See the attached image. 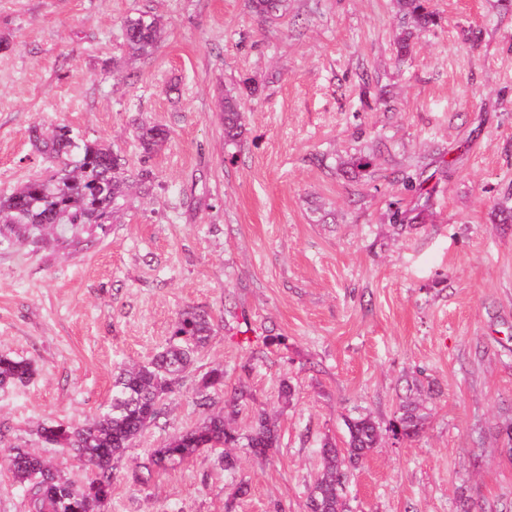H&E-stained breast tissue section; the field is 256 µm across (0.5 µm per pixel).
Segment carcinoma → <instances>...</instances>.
<instances>
[{"label": "carcinoma", "instance_id": "cac0c4a2", "mask_svg": "<svg viewBox=\"0 0 512 512\" xmlns=\"http://www.w3.org/2000/svg\"><path fill=\"white\" fill-rule=\"evenodd\" d=\"M287 2L249 0V7L257 18L268 19L284 12ZM427 2L398 0L403 16L412 19L419 30L436 23V15L428 10ZM123 31L125 44L133 56L152 54L161 38L160 23L155 17H130L123 22ZM222 124L224 145L237 147L245 128L240 101L234 94L224 95ZM169 135V130L158 124H142L136 133L146 155L160 151ZM31 138L47 157L64 158L68 163L50 180L35 179L8 195H0V223L11 230L18 229L21 242L29 246L75 251L83 243L80 228H103L128 195L130 184L121 176L126 161L104 142L77 139L67 125L56 126L48 139L42 138L39 127L34 126ZM214 332V320L207 312L194 307L182 310L162 352L147 364L120 369L112 384L108 409L92 415L79 426L53 422L37 429L44 442L57 445L67 453L73 467L81 472L80 478L62 476L52 462L31 448L0 444V459L9 464L14 481L25 487L28 512H102L112 496L114 462L148 426L167 418L166 397ZM33 374L30 362L0 354V390L23 386ZM196 396L198 407L205 413L204 419L164 447L155 449L146 470L194 454L196 449L186 444L187 435L205 445L228 449L242 446L261 457L277 447L278 430L265 411L254 412L246 434L230 429L224 413L212 411L219 398L231 410L248 398L242 387L224 390L222 369L213 368L200 378ZM424 426L421 398L408 395L384 427L368 416L346 420L345 447L327 442L319 449L322 467L308 490V512H351L346 482L352 470L380 445L383 436L394 441H411L421 435Z\"/></svg>", "mask_w": 512, "mask_h": 512}]
</instances>
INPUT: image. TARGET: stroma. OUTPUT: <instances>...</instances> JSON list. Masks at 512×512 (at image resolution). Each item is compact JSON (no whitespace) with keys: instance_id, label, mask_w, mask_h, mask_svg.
Here are the masks:
<instances>
[{"instance_id":"stroma-1","label":"stroma","mask_w":512,"mask_h":512,"mask_svg":"<svg viewBox=\"0 0 512 512\" xmlns=\"http://www.w3.org/2000/svg\"><path fill=\"white\" fill-rule=\"evenodd\" d=\"M429 8L436 24L413 33L396 0H288L266 20L248 0H0V194L50 175L35 125L111 144L152 181L83 251L0 237V353L35 367L0 390V441L75 477L38 427L106 408L117 368L151 361L194 306L216 332L166 422L116 462L105 512H307L319 448L343 444L346 418L387 423L415 371L436 389L424 431L353 471L352 512H458L464 489L482 512H512V0ZM145 13L162 40L133 58L122 24ZM228 91L245 123L234 156ZM140 123L171 131L148 158ZM444 149L446 175L432 164ZM360 153L375 154L371 173L352 168ZM416 172L425 219L391 224L388 200L415 202L394 177ZM216 367L251 394L231 426L265 409L278 448L238 449L231 475L206 447L134 482L201 421L196 385ZM242 114L239 98L231 92L226 93L222 112L225 147L235 148L241 143L245 132Z\"/></svg>"}]
</instances>
